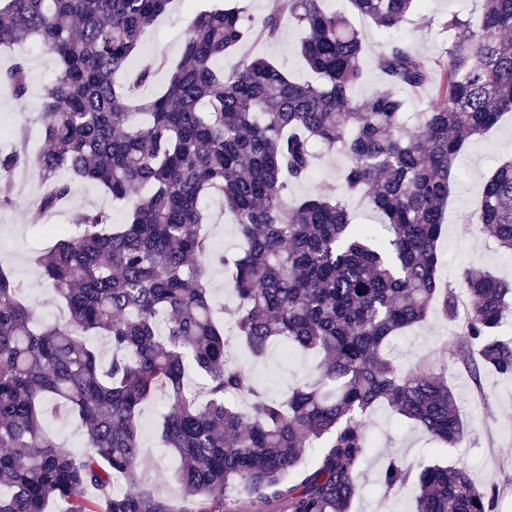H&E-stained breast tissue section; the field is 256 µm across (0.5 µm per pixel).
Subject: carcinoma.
Segmentation results:
<instances>
[{"label":"carcinoma","instance_id":"obj_1","mask_svg":"<svg viewBox=\"0 0 512 512\" xmlns=\"http://www.w3.org/2000/svg\"><path fill=\"white\" fill-rule=\"evenodd\" d=\"M171 0H0V45L20 50L0 73L17 99L29 93L25 50L57 62L40 110L46 149L31 158L0 143V179L33 168L43 191L29 202L39 224L77 184L101 186L128 207L78 208L50 249L34 258L65 302L62 323H38L0 270V512H348L370 448L365 417L385 403L436 441L467 434L447 380L424 364L400 367L388 341L437 309L458 323V358L512 376V341L493 336L512 313V282L465 271V296L441 283L442 211L456 160L512 112V0H483L478 22L450 14L445 57L427 60L390 39L377 58L384 88L357 99L365 38L324 0H277L256 21L232 6L197 12L166 89L137 97L152 66H131L142 35ZM390 34L424 0H348ZM302 33L316 80H298L264 57L230 72L214 61L253 38L275 40L283 21ZM429 105L407 112L400 88ZM341 145L345 188L366 197L379 227L353 224L345 203L311 194L315 148ZM218 196L242 247L218 253L202 201ZM478 224L512 253V160L487 177ZM218 265L238 299L224 330L208 291ZM112 350L105 364L86 337ZM281 339L321 355L316 387L261 396L236 358ZM161 393L156 440L177 460L181 491L163 495L137 478L142 405ZM251 399L243 409L239 402ZM65 412L86 431L76 453L44 427ZM388 489L408 472L394 461ZM121 483L126 489L117 490ZM415 512H492L498 492L459 465L418 474Z\"/></svg>","mask_w":512,"mask_h":512}]
</instances>
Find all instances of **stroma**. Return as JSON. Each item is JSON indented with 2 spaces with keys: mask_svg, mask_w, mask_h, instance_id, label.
I'll return each instance as SVG.
<instances>
[{
  "mask_svg": "<svg viewBox=\"0 0 512 512\" xmlns=\"http://www.w3.org/2000/svg\"><path fill=\"white\" fill-rule=\"evenodd\" d=\"M217 0H171L143 37L153 54H160L165 65H153L151 56H140L139 65H152L153 76L145 87V95L161 92L169 79L170 67L176 64L183 49L190 20L195 11L215 6ZM483 0H427L423 10L411 14L401 32L407 44L426 57L442 55L448 46L436 21L450 13L464 18L477 16ZM354 24L366 35L363 57L364 78L353 90L355 98L371 96L382 88L383 77L375 60L385 45L374 26L362 19ZM302 34L290 25H283L273 41L257 39L246 44L241 54L217 59L216 69L231 71L240 55L264 56L275 61L284 71L306 79L310 72L298 47ZM30 90L19 100L7 89L0 88V131L7 134V143L29 154L43 147L40 121V98L54 69L52 55L37 51L27 57ZM512 158V117L503 119L483 136L473 138L457 159L458 179L444 212V232L440 240L443 257L441 278L444 284L463 291L462 270L488 271L512 278V254L499 249L496 242L484 234L479 225L462 223L461 217L472 211L481 198L486 176L498 163ZM348 164L342 148L321 151L316 169L309 180L290 185L288 196L295 199L316 192H326L343 199L351 219L356 224H369L373 215L359 197L348 196L341 175ZM42 190L35 170L26 168L12 179H0V195H9L14 204L0 210V267L20 285L24 299L35 308L38 318L61 322L67 317L64 302L43 279L33 256L49 247L53 239L50 229L67 224L70 210L88 206L111 208L112 201L105 191L94 184H79L67 207L45 215L42 224L26 220L29 201ZM393 354L400 363H422L444 374L459 397L460 410L467 424V435L456 448H445L433 441L417 425L400 422L393 410L384 403L376 405L365 418L371 442V454L360 477L361 492L352 500L350 512H414V499L409 490L386 489L381 480L384 464L396 459L418 473L433 463H458L465 466L474 482L483 488L500 490L494 512H512V378L493 372L473 379L458 359L459 338L456 327L439 312H431L426 322L407 329L391 341ZM280 342L270 343L264 357L253 358L246 349H239L240 362L252 371L258 391L270 398H279L289 389L316 382L319 359L298 352L293 358L280 354ZM164 398L162 395L147 402L141 410L143 424L142 457L139 475L162 494L174 496L178 485L174 479V461L158 463L155 428Z\"/></svg>",
  "mask_w": 512,
  "mask_h": 512,
  "instance_id": "1",
  "label": "stroma"
}]
</instances>
